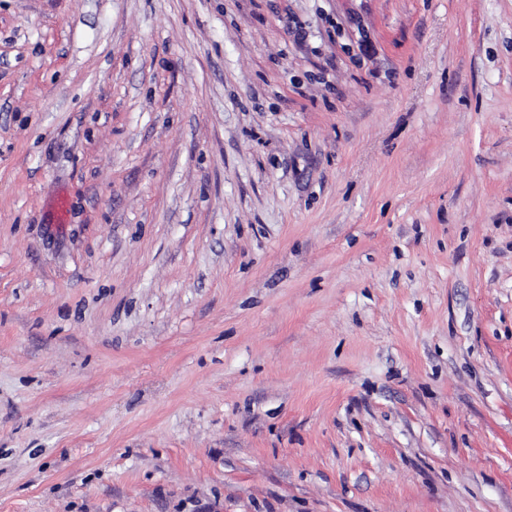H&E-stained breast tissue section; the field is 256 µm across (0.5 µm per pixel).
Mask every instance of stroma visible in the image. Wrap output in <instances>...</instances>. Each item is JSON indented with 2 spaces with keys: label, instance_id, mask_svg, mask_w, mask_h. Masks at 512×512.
<instances>
[{
  "label": "stroma",
  "instance_id": "1",
  "mask_svg": "<svg viewBox=\"0 0 512 512\" xmlns=\"http://www.w3.org/2000/svg\"><path fill=\"white\" fill-rule=\"evenodd\" d=\"M0 512H512V0H0Z\"/></svg>",
  "mask_w": 512,
  "mask_h": 512
}]
</instances>
